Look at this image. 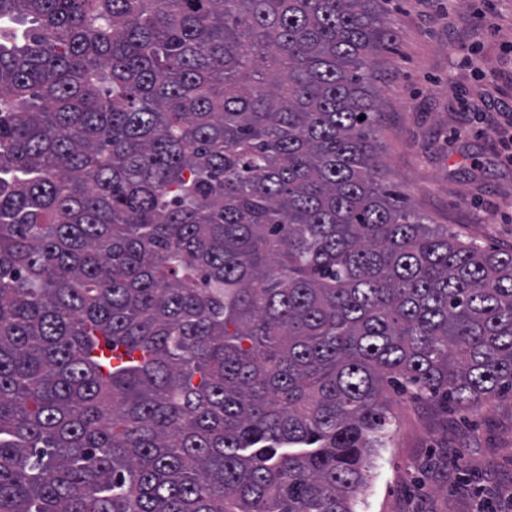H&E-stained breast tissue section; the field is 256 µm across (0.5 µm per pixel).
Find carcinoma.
<instances>
[{"label": "carcinoma", "mask_w": 512, "mask_h": 512, "mask_svg": "<svg viewBox=\"0 0 512 512\" xmlns=\"http://www.w3.org/2000/svg\"><path fill=\"white\" fill-rule=\"evenodd\" d=\"M395 38L375 0H0V512H354L392 397L512 393V249L376 152Z\"/></svg>", "instance_id": "cac0c4a2"}]
</instances>
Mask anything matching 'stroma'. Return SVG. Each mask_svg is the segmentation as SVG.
<instances>
[{
    "label": "stroma",
    "mask_w": 512,
    "mask_h": 512,
    "mask_svg": "<svg viewBox=\"0 0 512 512\" xmlns=\"http://www.w3.org/2000/svg\"><path fill=\"white\" fill-rule=\"evenodd\" d=\"M377 150L397 190L462 239L512 248V0H380ZM355 512H512V394L472 412L392 398Z\"/></svg>",
    "instance_id": "1"
}]
</instances>
